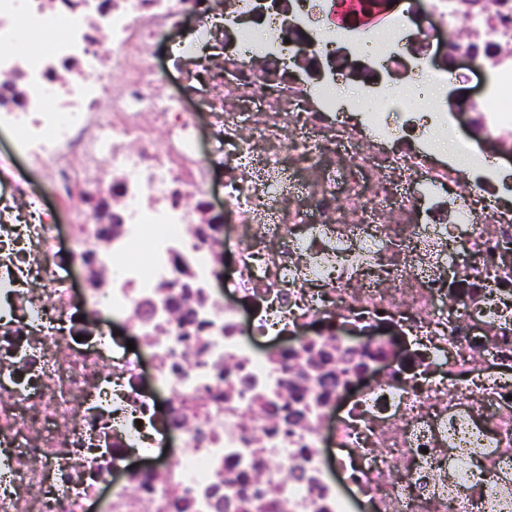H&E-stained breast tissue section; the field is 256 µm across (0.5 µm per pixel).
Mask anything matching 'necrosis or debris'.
Listing matches in <instances>:
<instances>
[{
    "instance_id": "4bbe7bcc",
    "label": "necrosis or debris",
    "mask_w": 512,
    "mask_h": 512,
    "mask_svg": "<svg viewBox=\"0 0 512 512\" xmlns=\"http://www.w3.org/2000/svg\"><path fill=\"white\" fill-rule=\"evenodd\" d=\"M213 3L0 0V43L69 30L0 53V512H512V165L474 147L512 156V0H399L371 25L336 22V0ZM457 28L456 54L492 74L464 135L415 105L458 79L431 63ZM173 32L223 153L162 90L153 49ZM218 170L234 302L201 232ZM146 239L147 263L122 264ZM45 34V32L35 33L27 40L20 43L0 44V53L39 52L43 50L48 43L63 40L67 37V32L64 28L57 30L52 39L48 42L45 41Z\"/></svg>"
}]
</instances>
